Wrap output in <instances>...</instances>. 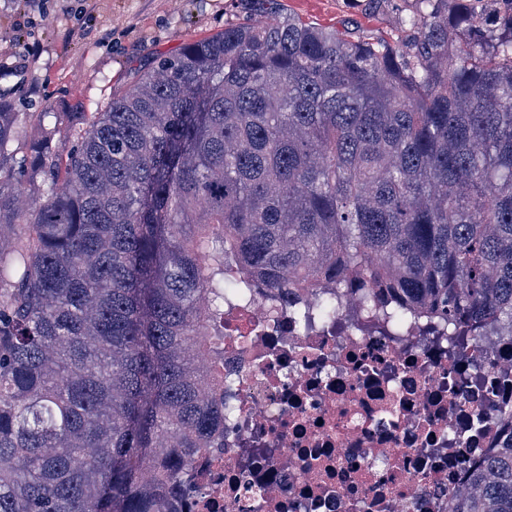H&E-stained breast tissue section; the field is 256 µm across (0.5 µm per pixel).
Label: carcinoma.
Listing matches in <instances>:
<instances>
[{
    "instance_id": "cac0c4a2",
    "label": "carcinoma",
    "mask_w": 512,
    "mask_h": 512,
    "mask_svg": "<svg viewBox=\"0 0 512 512\" xmlns=\"http://www.w3.org/2000/svg\"><path fill=\"white\" fill-rule=\"evenodd\" d=\"M402 2L391 44L254 0L89 116L0 95V512H176L258 287L512 342V0ZM454 512H512V436Z\"/></svg>"
}]
</instances>
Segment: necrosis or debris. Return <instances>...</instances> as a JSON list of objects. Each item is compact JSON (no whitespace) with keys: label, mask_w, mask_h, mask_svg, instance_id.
<instances>
[{"label":"necrosis or debris","mask_w":512,"mask_h":512,"mask_svg":"<svg viewBox=\"0 0 512 512\" xmlns=\"http://www.w3.org/2000/svg\"><path fill=\"white\" fill-rule=\"evenodd\" d=\"M263 295L224 309L234 411L179 512H450L507 429L486 405H512V346L482 337L477 371L427 320L390 336L347 302L326 327Z\"/></svg>","instance_id":"4bbe7bcc"}]
</instances>
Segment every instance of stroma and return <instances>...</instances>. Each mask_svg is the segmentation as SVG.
I'll use <instances>...</instances> for the list:
<instances>
[{
    "mask_svg": "<svg viewBox=\"0 0 512 512\" xmlns=\"http://www.w3.org/2000/svg\"><path fill=\"white\" fill-rule=\"evenodd\" d=\"M279 2L321 26L397 35L365 0ZM261 20L245 0H0V92L24 112H98L154 59L225 24Z\"/></svg>",
    "mask_w": 512,
    "mask_h": 512,
    "instance_id": "stroma-1",
    "label": "stroma"
}]
</instances>
